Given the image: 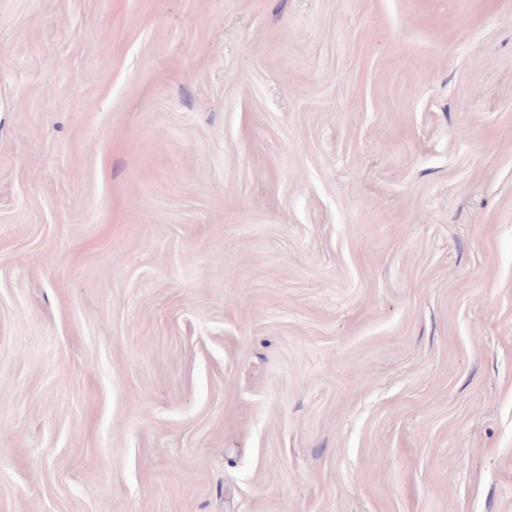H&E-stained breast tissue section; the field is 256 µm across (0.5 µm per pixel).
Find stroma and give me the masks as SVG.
Segmentation results:
<instances>
[{
  "instance_id": "stroma-1",
  "label": "stroma",
  "mask_w": 512,
  "mask_h": 512,
  "mask_svg": "<svg viewBox=\"0 0 512 512\" xmlns=\"http://www.w3.org/2000/svg\"><path fill=\"white\" fill-rule=\"evenodd\" d=\"M0 512H512V0H0Z\"/></svg>"
}]
</instances>
